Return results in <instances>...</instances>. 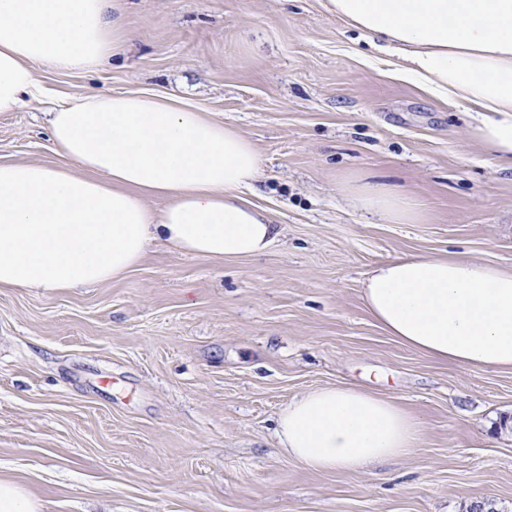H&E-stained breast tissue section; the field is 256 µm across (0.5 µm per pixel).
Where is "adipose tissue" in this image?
<instances>
[{"label": "adipose tissue", "instance_id": "1", "mask_svg": "<svg viewBox=\"0 0 512 512\" xmlns=\"http://www.w3.org/2000/svg\"><path fill=\"white\" fill-rule=\"evenodd\" d=\"M401 74L474 113L475 139L512 166V0H330ZM110 0H0V112L42 95L40 64L90 72L124 35ZM66 167L0 163V288L73 290L124 276L162 242L208 259L266 253L280 235L248 199L260 173L237 129L151 93H87L49 119ZM368 213L407 224L415 203L381 185L347 186ZM165 200L161 211L147 201ZM368 314L404 345L482 370L512 368V271L453 256L402 254L363 282ZM282 450L320 471L405 456L420 430L396 402L357 386L286 403Z\"/></svg>", "mask_w": 512, "mask_h": 512}]
</instances>
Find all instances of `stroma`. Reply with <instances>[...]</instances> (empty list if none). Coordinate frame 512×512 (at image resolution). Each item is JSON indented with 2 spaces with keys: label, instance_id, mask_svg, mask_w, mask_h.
I'll return each mask as SVG.
<instances>
[{
  "label": "stroma",
  "instance_id": "stroma-1",
  "mask_svg": "<svg viewBox=\"0 0 512 512\" xmlns=\"http://www.w3.org/2000/svg\"><path fill=\"white\" fill-rule=\"evenodd\" d=\"M129 42L96 71L40 65L48 93L0 112V161L50 166L48 101L150 92L256 148L250 200L281 228L216 261L151 244L90 288L0 290V477L45 512H512V369L478 370L389 336L362 282L402 254L512 271V169L472 113L399 74L329 0H120ZM412 198L390 224L347 183ZM355 384L399 403L416 448L356 472L280 449L288 401Z\"/></svg>",
  "mask_w": 512,
  "mask_h": 512
}]
</instances>
